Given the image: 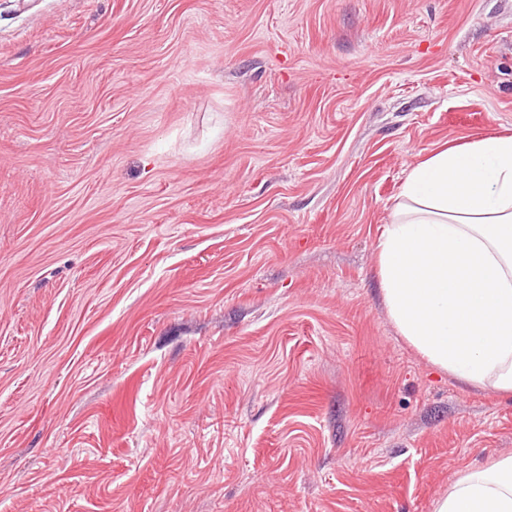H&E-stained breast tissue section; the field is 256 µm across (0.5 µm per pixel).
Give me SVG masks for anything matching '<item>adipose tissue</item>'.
<instances>
[{
	"label": "adipose tissue",
	"mask_w": 512,
	"mask_h": 512,
	"mask_svg": "<svg viewBox=\"0 0 512 512\" xmlns=\"http://www.w3.org/2000/svg\"><path fill=\"white\" fill-rule=\"evenodd\" d=\"M378 266L388 315L421 358L512 395V136L413 166L380 236ZM431 512H512V457L469 469Z\"/></svg>",
	"instance_id": "ef3b65f1"
}]
</instances>
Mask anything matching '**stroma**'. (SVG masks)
Segmentation results:
<instances>
[{"label": "stroma", "instance_id": "35a3bbf8", "mask_svg": "<svg viewBox=\"0 0 512 512\" xmlns=\"http://www.w3.org/2000/svg\"><path fill=\"white\" fill-rule=\"evenodd\" d=\"M497 135L512 0H0V512H431L512 455L377 277Z\"/></svg>", "mask_w": 512, "mask_h": 512}]
</instances>
